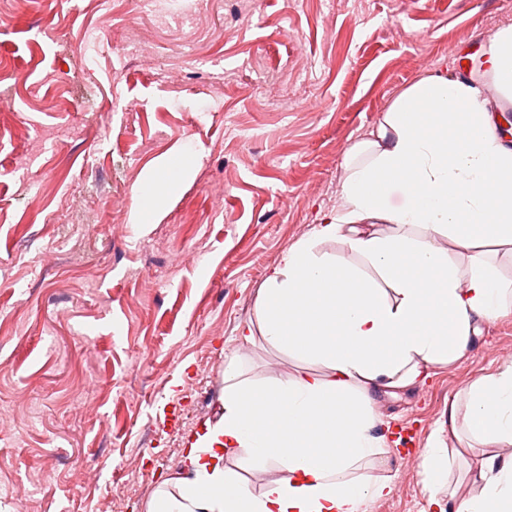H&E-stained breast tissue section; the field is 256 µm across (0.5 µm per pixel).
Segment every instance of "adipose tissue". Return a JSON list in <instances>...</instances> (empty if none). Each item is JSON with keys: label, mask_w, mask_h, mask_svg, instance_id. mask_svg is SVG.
Instances as JSON below:
<instances>
[{"label": "adipose tissue", "mask_w": 512, "mask_h": 512, "mask_svg": "<svg viewBox=\"0 0 512 512\" xmlns=\"http://www.w3.org/2000/svg\"><path fill=\"white\" fill-rule=\"evenodd\" d=\"M354 151L369 160L346 178L343 212L316 231L343 236L354 259L321 252L315 240L294 244L241 333L296 359V370L256 380L228 363L218 412L146 512H363L393 491L377 395L411 390L463 356L482 324L512 313V280L478 253L493 245L512 264V148L480 89L427 77ZM185 175L162 161L137 186L130 223H153L154 190ZM396 187L406 195L400 206L389 201ZM380 224L392 234H379ZM441 237L452 249L437 246ZM465 400L466 420L449 405L447 433L422 453L429 504L512 512V366L473 382ZM448 434L476 459L466 490L444 494ZM251 474L262 476L260 490Z\"/></svg>", "instance_id": "adipose-tissue-1"}]
</instances>
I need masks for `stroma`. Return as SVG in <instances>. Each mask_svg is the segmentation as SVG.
Instances as JSON below:
<instances>
[{"label":"stroma","instance_id":"obj_1","mask_svg":"<svg viewBox=\"0 0 512 512\" xmlns=\"http://www.w3.org/2000/svg\"><path fill=\"white\" fill-rule=\"evenodd\" d=\"M510 24L512 0H0V512H145L228 361L294 370L241 337L270 268L342 209L394 101L433 74L484 84ZM166 156L186 177L130 224ZM508 364L512 315L378 413L427 448ZM387 459L375 512H427L420 462Z\"/></svg>","mask_w":512,"mask_h":512}]
</instances>
